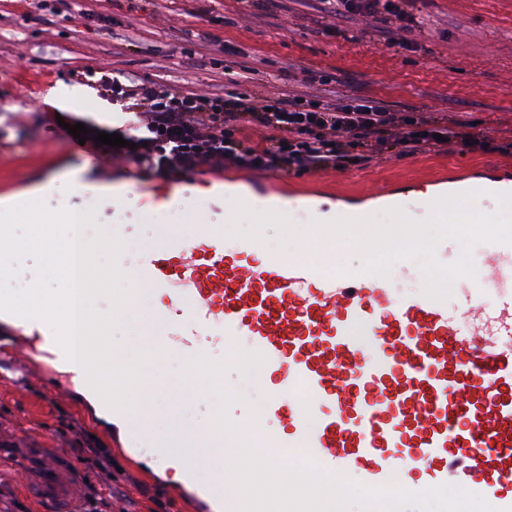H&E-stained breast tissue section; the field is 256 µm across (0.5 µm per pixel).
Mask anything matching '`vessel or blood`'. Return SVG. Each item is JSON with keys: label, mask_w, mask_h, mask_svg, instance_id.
Listing matches in <instances>:
<instances>
[{"label": "vessel or blood", "mask_w": 512, "mask_h": 512, "mask_svg": "<svg viewBox=\"0 0 512 512\" xmlns=\"http://www.w3.org/2000/svg\"><path fill=\"white\" fill-rule=\"evenodd\" d=\"M133 282L162 300V339L192 358L246 337L263 355L276 457L312 459L362 485L453 484L512 512V244L452 301L395 297L386 277L324 257L267 253L256 236L225 251L212 227L145 246ZM0 470L44 512H75L79 477L53 448Z\"/></svg>", "instance_id": "vessel-or-blood-1"}]
</instances>
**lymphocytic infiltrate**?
Segmentation results:
<instances>
[{
    "mask_svg": "<svg viewBox=\"0 0 512 512\" xmlns=\"http://www.w3.org/2000/svg\"><path fill=\"white\" fill-rule=\"evenodd\" d=\"M320 12L339 18L369 16L395 21L396 46L406 49L409 32L420 22L411 12L416 0H319ZM100 85L113 103H128L134 118L121 136L126 144L112 147L113 157L130 160L162 177H184L225 164L290 174L335 169L355 146L376 149L391 128L402 131V153L441 149L442 138L458 139L448 125L414 110L398 112L376 100L322 95L278 97L233 92L175 91L167 86L122 83L102 74ZM279 131V138L250 144V127Z\"/></svg>",
    "mask_w": 512,
    "mask_h": 512,
    "instance_id": "f902f5d3",
    "label": "lymphocytic infiltrate"
}]
</instances>
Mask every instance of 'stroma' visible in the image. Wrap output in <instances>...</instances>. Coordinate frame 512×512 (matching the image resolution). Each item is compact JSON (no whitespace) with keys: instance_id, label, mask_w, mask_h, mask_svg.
Listing matches in <instances>:
<instances>
[{"instance_id":"1","label":"stroma","mask_w":512,"mask_h":512,"mask_svg":"<svg viewBox=\"0 0 512 512\" xmlns=\"http://www.w3.org/2000/svg\"><path fill=\"white\" fill-rule=\"evenodd\" d=\"M0 0V198L28 195L49 210L78 211L94 201L95 225L120 235L133 248L159 231L160 221L193 231L210 224L227 245L262 233L268 250L307 253L310 218H285L256 197L251 209L234 200L192 195L182 209L143 212L113 207L128 178L148 180L134 163L109 157L92 144L76 146L60 136L52 119L58 106L53 88H89L90 99L66 105L68 115L95 125V112L111 111L99 73L157 82L184 90L220 91L230 72L249 67L276 74L275 92L303 90L302 69L338 77L344 92L385 102L400 111L461 117L469 131L489 139L485 150L450 144L439 153L407 156L394 142L376 155L327 172L285 176L283 191H332L359 200L380 185L412 182L417 187L464 176L512 174V154L497 150L503 130L512 128V0H423L431 26L413 32L412 49L390 47L372 19L342 22L319 17L303 0ZM361 40L346 39L349 30ZM156 294H138L113 334L121 354L141 350L138 318L156 312ZM148 374L137 388L151 399L153 433L165 439L170 419L192 428L207 424L218 400L196 398L195 377L178 382L182 357L165 345L154 348ZM24 369H8L0 380V446L11 458L42 444L71 457L81 478L78 512H197L175 497L173 470L131 460L112 424L97 418L76 392L71 375L35 351ZM59 387L48 395L30 370Z\"/></svg>"}]
</instances>
